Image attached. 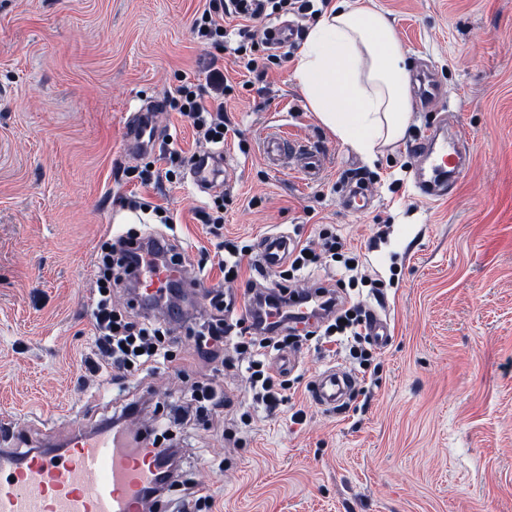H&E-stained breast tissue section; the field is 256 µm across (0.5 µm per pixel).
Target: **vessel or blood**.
<instances>
[{
	"label": "vessel or blood",
	"instance_id": "b4317fda",
	"mask_svg": "<svg viewBox=\"0 0 512 512\" xmlns=\"http://www.w3.org/2000/svg\"><path fill=\"white\" fill-rule=\"evenodd\" d=\"M164 103L154 100L132 116L125 149L131 154L155 146V115ZM412 152L422 163L425 177L416 179L415 189L427 200L448 195L445 176L457 172L458 149L447 139H421ZM263 153L272 166L283 159L299 162L306 177H315L321 154L281 132L265 137ZM221 160L212 155L197 156L190 172L201 190L213 187ZM287 237L271 234L263 238L259 260L266 270L278 268L288 253ZM357 386L355 376L339 367L324 370L315 380L314 400L329 409L345 406ZM157 472L152 455L123 444L117 431L75 432L66 448L28 451L0 450V512H143V492Z\"/></svg>",
	"mask_w": 512,
	"mask_h": 512
}]
</instances>
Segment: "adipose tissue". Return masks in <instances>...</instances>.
I'll return each mask as SVG.
<instances>
[{
    "mask_svg": "<svg viewBox=\"0 0 512 512\" xmlns=\"http://www.w3.org/2000/svg\"><path fill=\"white\" fill-rule=\"evenodd\" d=\"M293 77L319 122L372 158L410 121L409 73L394 27L360 0H334L309 28Z\"/></svg>",
    "mask_w": 512,
    "mask_h": 512,
    "instance_id": "1",
    "label": "adipose tissue"
}]
</instances>
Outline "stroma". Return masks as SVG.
I'll use <instances>...</instances> for the list:
<instances>
[{"label":"stroma","instance_id":"stroma-1","mask_svg":"<svg viewBox=\"0 0 512 512\" xmlns=\"http://www.w3.org/2000/svg\"><path fill=\"white\" fill-rule=\"evenodd\" d=\"M361 2L391 20L410 77H433L443 94L412 102L405 141L372 162L307 108L298 47L241 57L198 38L204 0H0V448L60 447L135 402L145 434L180 454L161 512L201 485L213 495L201 512H512V0ZM248 57L268 58L263 77ZM214 65L234 86L224 111L236 137L220 186L201 193L168 158L206 147L175 110L161 113L152 153L126 157L123 142L140 104L186 83L208 90ZM441 118L466 164L451 197L428 201L412 188L410 144ZM272 129L323 151L317 180L266 164ZM148 167L150 185L129 174ZM356 172L371 198L361 212L342 205ZM218 195L219 237L199 220ZM134 197L177 216L176 249L199 297L243 300L253 276L248 260L235 284L213 267L199 276L220 238L334 231L384 284L383 299L364 304L389 323L388 346L363 371L303 342L287 400L247 427L245 377L195 352L203 307L172 329L170 366L119 380L90 371L93 264L126 232L115 218ZM332 365L358 375L341 416L312 396ZM210 382L230 398L223 415L179 416L190 388Z\"/></svg>","mask_w":512,"mask_h":512}]
</instances>
